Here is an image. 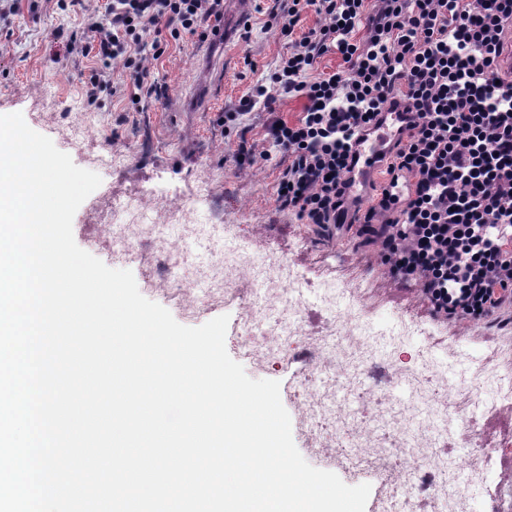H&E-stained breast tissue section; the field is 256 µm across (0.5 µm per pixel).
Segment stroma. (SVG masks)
I'll return each instance as SVG.
<instances>
[{
    "instance_id": "1",
    "label": "stroma",
    "mask_w": 512,
    "mask_h": 512,
    "mask_svg": "<svg viewBox=\"0 0 512 512\" xmlns=\"http://www.w3.org/2000/svg\"><path fill=\"white\" fill-rule=\"evenodd\" d=\"M258 0H245L242 10L224 14L229 35L225 48L214 43L171 45L151 68L167 94L147 111H129L126 100L102 94L96 103L82 95V76L91 75L93 61L73 54L55 57V33L73 31L74 14L58 10L55 0H44L38 13L20 9L11 19L13 34L0 38V115L22 113L27 125L49 137L55 147L67 153L80 168L94 169L102 182L77 209L73 236L77 245L110 268L130 270L142 283L145 270L136 260H115L107 247H94L88 224L89 213L115 191L131 197V208L154 216L156 200L162 196H186L192 190L191 178H203L224 197L229 210L228 226L222 236L190 238L185 251L189 265L209 262L219 253L227 254L247 245L261 254L275 253L287 259L305 288V309L309 333L283 335L280 354L265 364H257L247 350L254 336L244 334L242 301L226 294L223 301L206 307L196 318H187L182 300L167 289L143 287L142 295L165 307L182 325L194 327L225 315L229 318L226 349L253 379H270L280 384L281 401L290 415L292 437L303 458L313 467L334 472L350 486L370 484L365 512H392L401 504L399 482L389 471L367 469L349 472L343 460L356 447L353 433L363 422L380 418L403 405H414L411 394L402 392L400 376L420 372L421 349L435 358L428 387L432 395L451 397L452 409L461 426L477 424L481 438H469L468 447L478 454V476L467 483L466 512H480L483 500L494 497L500 508L512 505V411L493 400L492 387L476 392L479 376L490 378L512 374V368L499 361H487L490 349L500 343L494 325L477 321L433 319L419 287L393 278L382 265L375 244L356 234H336L312 224H300L295 214L276 200V184L281 171L279 159L257 160L238 165L235 153L240 141H248L256 152L267 150L264 140L266 113L252 111L242 124L228 129L218 122L220 113L238 106L256 80L273 68L287 45L276 29H263L264 18L257 13ZM258 24L251 41L240 34L245 22ZM222 63L210 66L214 54ZM200 92L202 104L196 111L186 109L189 90ZM79 124L93 130L98 151L122 155L120 166L91 165L81 145L67 140L63 132ZM365 277L364 298L349 296L346 286L352 274ZM360 307L365 339L374 354L357 376L355 390L345 391L333 371L323 369V353L337 346L328 325L333 312ZM456 364L457 372L441 382L440 370ZM331 391L333 399L324 413L335 407L349 412L348 424L336 429V448L322 450L315 445L317 419H303L298 396L305 391ZM459 437L443 438L438 448L447 458L445 467L431 471L425 488L410 491L412 502L421 512H437L434 484L454 485L460 470L470 460L457 451Z\"/></svg>"
}]
</instances>
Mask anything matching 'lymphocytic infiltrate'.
I'll return each instance as SVG.
<instances>
[{
	"label": "lymphocytic infiltrate",
	"instance_id": "1",
	"mask_svg": "<svg viewBox=\"0 0 512 512\" xmlns=\"http://www.w3.org/2000/svg\"><path fill=\"white\" fill-rule=\"evenodd\" d=\"M307 10L320 24L296 36ZM261 12L288 50L224 120L268 112L269 144L288 161L281 207L305 224L339 223L355 138L402 107L411 133L358 233L379 244L392 275L420 281L433 316L497 321L512 303V78L498 65L512 0H265ZM223 27L224 0H104L57 39L60 54L95 62L86 101L107 91L141 112L163 97L150 61ZM330 54L342 71H320ZM117 60L127 78H113ZM283 94L304 101L295 122L276 113Z\"/></svg>",
	"mask_w": 512,
	"mask_h": 512
}]
</instances>
